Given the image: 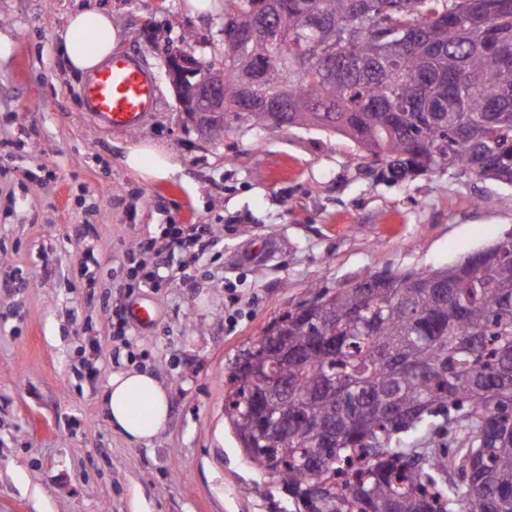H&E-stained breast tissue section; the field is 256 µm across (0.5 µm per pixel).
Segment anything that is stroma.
Segmentation results:
<instances>
[{
	"instance_id": "stroma-1",
	"label": "stroma",
	"mask_w": 512,
	"mask_h": 512,
	"mask_svg": "<svg viewBox=\"0 0 512 512\" xmlns=\"http://www.w3.org/2000/svg\"><path fill=\"white\" fill-rule=\"evenodd\" d=\"M190 2L0 0V512H297L224 414L230 360L313 287L443 268L512 232V187L492 180L387 181L321 129L232 122L223 138L203 134L165 55L191 34L197 57L223 59L224 16ZM88 6L111 13L117 49L156 77V108L136 130L96 126L83 76L63 63L57 32ZM144 143L177 172L129 168ZM169 224L212 240L187 270L166 246ZM262 236L280 251L245 261ZM142 241L167 266L154 287L132 288ZM142 296L154 324L117 335ZM131 367L170 393L168 424L147 445L127 443L102 408L112 373Z\"/></svg>"
}]
</instances>
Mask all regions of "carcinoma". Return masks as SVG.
<instances>
[{"mask_svg":"<svg viewBox=\"0 0 512 512\" xmlns=\"http://www.w3.org/2000/svg\"><path fill=\"white\" fill-rule=\"evenodd\" d=\"M475 1L495 47L468 22ZM261 15L263 48L186 78L223 75L224 116L270 126L279 82L311 107L281 104V123L335 131L394 181L512 186V0H224L227 30ZM318 18L336 38L319 42ZM249 69L272 84L245 110ZM257 368L288 381L271 398L286 441L255 425ZM228 383L224 414L299 512H512V234L443 270L315 292L235 356ZM321 422L333 438L313 434Z\"/></svg>","mask_w":512,"mask_h":512,"instance_id":"1","label":"carcinoma"}]
</instances>
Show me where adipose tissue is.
I'll use <instances>...</instances> for the list:
<instances>
[{
    "instance_id": "obj_1",
    "label": "adipose tissue",
    "mask_w": 512,
    "mask_h": 512,
    "mask_svg": "<svg viewBox=\"0 0 512 512\" xmlns=\"http://www.w3.org/2000/svg\"><path fill=\"white\" fill-rule=\"evenodd\" d=\"M117 41L111 16L97 8L73 13L58 38L65 65L80 73L101 64ZM103 408L113 431L140 444L165 429L171 403L167 389L151 372L129 368L113 373L103 392Z\"/></svg>"
}]
</instances>
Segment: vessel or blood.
<instances>
[{"label":"vessel or blood","mask_w":512,"mask_h":512,"mask_svg":"<svg viewBox=\"0 0 512 512\" xmlns=\"http://www.w3.org/2000/svg\"><path fill=\"white\" fill-rule=\"evenodd\" d=\"M81 98L96 124L108 130H133L155 109L156 79L133 56L117 51L87 77Z\"/></svg>","instance_id":"b4317fda"}]
</instances>
